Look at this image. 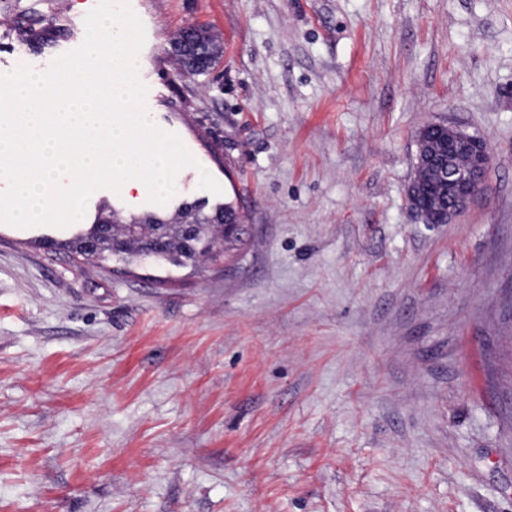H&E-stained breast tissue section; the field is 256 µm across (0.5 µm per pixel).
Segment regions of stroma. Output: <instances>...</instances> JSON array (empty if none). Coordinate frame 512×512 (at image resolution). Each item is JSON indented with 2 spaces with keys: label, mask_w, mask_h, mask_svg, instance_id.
Masks as SVG:
<instances>
[{
  "label": "stroma",
  "mask_w": 512,
  "mask_h": 512,
  "mask_svg": "<svg viewBox=\"0 0 512 512\" xmlns=\"http://www.w3.org/2000/svg\"><path fill=\"white\" fill-rule=\"evenodd\" d=\"M130 2L147 114L197 160L159 212L230 201L251 235L102 265L65 246L93 207H152L109 189L76 227L0 224V512H512V0ZM97 3L0 0V74ZM192 24L224 40L195 81ZM436 122L492 154L450 224L406 205ZM178 74L195 81L205 76L224 54V45L207 25L195 24L181 29L171 42Z\"/></svg>",
  "instance_id": "obj_1"
}]
</instances>
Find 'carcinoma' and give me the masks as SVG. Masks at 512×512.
<instances>
[{
    "label": "carcinoma",
    "mask_w": 512,
    "mask_h": 512,
    "mask_svg": "<svg viewBox=\"0 0 512 512\" xmlns=\"http://www.w3.org/2000/svg\"><path fill=\"white\" fill-rule=\"evenodd\" d=\"M171 52L178 74L194 81L209 73L223 56L224 45L209 26L195 24L175 34ZM207 207L208 202L200 199L180 203L179 224H169L160 216L147 214L137 220L140 231L132 236L127 232V225L115 223V211L103 205L94 224L66 246L100 263H109L114 258L132 261L146 255L176 267H195L206 258L233 249L247 233L232 203L210 211Z\"/></svg>",
    "instance_id": "cac0c4a2"
}]
</instances>
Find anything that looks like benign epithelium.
Instances as JSON below:
<instances>
[{"label": "benign epithelium", "instance_id": "benign-epithelium-1", "mask_svg": "<svg viewBox=\"0 0 512 512\" xmlns=\"http://www.w3.org/2000/svg\"><path fill=\"white\" fill-rule=\"evenodd\" d=\"M447 142L431 144L424 134L417 137L416 160L438 169V187L423 192L408 186V209L426 224H450L468 205L487 190L486 172L491 162L487 144L452 124H441Z\"/></svg>", "mask_w": 512, "mask_h": 512}]
</instances>
